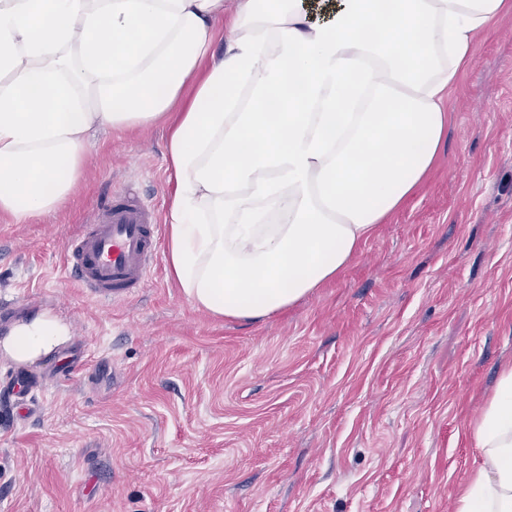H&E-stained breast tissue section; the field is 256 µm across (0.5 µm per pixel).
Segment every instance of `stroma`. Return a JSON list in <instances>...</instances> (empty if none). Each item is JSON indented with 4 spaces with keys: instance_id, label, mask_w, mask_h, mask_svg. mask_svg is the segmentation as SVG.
<instances>
[{
    "instance_id": "1",
    "label": "stroma",
    "mask_w": 512,
    "mask_h": 512,
    "mask_svg": "<svg viewBox=\"0 0 512 512\" xmlns=\"http://www.w3.org/2000/svg\"><path fill=\"white\" fill-rule=\"evenodd\" d=\"M168 124L92 132L70 199L0 217V337L43 310L69 340L0 413V512H454L465 427L512 361V12L476 38L425 182L336 280L259 323L195 308L159 260L105 303L65 240L125 188L167 212Z\"/></svg>"
}]
</instances>
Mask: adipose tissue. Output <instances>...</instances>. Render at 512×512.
I'll list each match as a JSON object with an SVG mask.
<instances>
[{
	"label": "adipose tissue",
	"instance_id": "1",
	"mask_svg": "<svg viewBox=\"0 0 512 512\" xmlns=\"http://www.w3.org/2000/svg\"><path fill=\"white\" fill-rule=\"evenodd\" d=\"M512 0H0V214L56 212L96 127L146 129L186 85L165 156L168 267L210 314L260 322L346 267L417 190L476 36ZM49 311L0 353L67 342ZM456 512H512V363L466 427Z\"/></svg>",
	"mask_w": 512,
	"mask_h": 512
}]
</instances>
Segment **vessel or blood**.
Instances as JSON below:
<instances>
[{"label": "vessel or blood", "mask_w": 512, "mask_h": 512, "mask_svg": "<svg viewBox=\"0 0 512 512\" xmlns=\"http://www.w3.org/2000/svg\"><path fill=\"white\" fill-rule=\"evenodd\" d=\"M159 230L154 203L126 190L114 192L97 205L84 231L66 240L67 274L98 300L125 301L154 274ZM41 386L37 377L7 373L0 377V405L15 408L19 397H35Z\"/></svg>", "instance_id": "b4317fda"}]
</instances>
